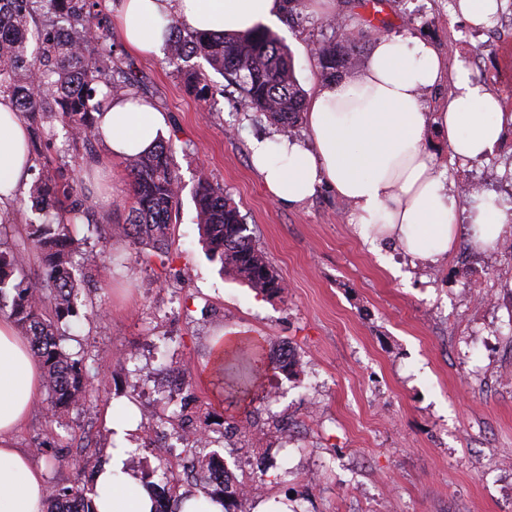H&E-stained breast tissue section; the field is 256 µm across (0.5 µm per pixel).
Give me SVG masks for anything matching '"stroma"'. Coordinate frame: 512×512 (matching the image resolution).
I'll return each instance as SVG.
<instances>
[{"label":"stroma","mask_w":512,"mask_h":512,"mask_svg":"<svg viewBox=\"0 0 512 512\" xmlns=\"http://www.w3.org/2000/svg\"><path fill=\"white\" fill-rule=\"evenodd\" d=\"M380 18L393 35L429 41L449 69H467L501 97L512 113V0H500L497 20L470 25L454 0H380ZM301 18L272 25L290 48L296 77L311 90L320 70L313 59L326 30L324 15L300 5ZM119 53L134 64L138 95L167 116V138L182 178V204L170 227L169 256L121 233L133 204L124 161L98 180L107 205H89L100 236L78 225L84 250L101 261L119 254L123 267L107 278L86 271L79 320L64 351L87 355L97 393L82 411L50 420L35 403L14 447L67 454L87 437L94 462L112 446L110 404L138 401L154 410L157 379L182 374L197 402L186 419L208 427L212 449L234 465L239 425L263 431L256 455L267 464L261 489L245 502L287 500L296 512H512V257L482 251L461 225L448 255L432 263L390 248L370 251L352 222V208L320 187L288 207L265 191L251 166L247 140L274 138L278 129L242 105L236 92L199 99L165 55ZM425 146L436 153L442 178L460 209L492 196L512 199V125L485 157H453L436 126ZM224 188L287 290L271 299L221 275L206 255L195 224L199 174ZM481 280L479 298L469 287ZM289 342L301 355L294 377L265 374L277 392L274 407L252 413L232 404L222 374L211 368L218 331ZM168 337L167 346L157 344ZM316 470L314 482L304 474Z\"/></svg>","instance_id":"obj_1"}]
</instances>
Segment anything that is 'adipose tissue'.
<instances>
[{
	"label": "adipose tissue",
	"instance_id": "obj_1",
	"mask_svg": "<svg viewBox=\"0 0 512 512\" xmlns=\"http://www.w3.org/2000/svg\"><path fill=\"white\" fill-rule=\"evenodd\" d=\"M283 0H120L116 24L124 43L152 56L164 44L162 28L177 19L216 34H245L278 22ZM451 80L453 89L436 110L422 99ZM507 114L482 82L448 65L432 45L381 35L364 66L339 82L317 81L308 103L304 138L251 139L253 166L269 196L296 206L321 185L351 203L355 221L382 250L397 243L405 253L438 260L450 249L458 224L456 198L446 189L424 133L437 123L453 157L473 160L490 153ZM106 160L152 151L167 133L163 112L135 95L102 100L96 114ZM29 129L9 96L0 95V209L26 191L33 158ZM474 247L488 249L512 233V212L485 198L468 215ZM44 368L15 324L0 317V512H46L45 467L10 440L39 396ZM117 442L96 476V512H153L152 495L127 467L138 418L110 410Z\"/></svg>",
	"mask_w": 512,
	"mask_h": 512
}]
</instances>
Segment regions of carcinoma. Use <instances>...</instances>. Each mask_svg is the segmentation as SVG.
Returning a JSON list of instances; mask_svg holds the SVG:
<instances>
[{"label": "carcinoma", "instance_id": "1", "mask_svg": "<svg viewBox=\"0 0 512 512\" xmlns=\"http://www.w3.org/2000/svg\"><path fill=\"white\" fill-rule=\"evenodd\" d=\"M341 21L340 27L334 19L326 22L330 35L314 49L322 77L330 80L354 68L361 46L377 35L375 30L352 28L345 16ZM164 38L169 61L201 58L227 80V86L215 90L203 73H188V87L197 97L224 95L232 87L281 134L295 135L306 96L295 78L291 54L276 34L258 27L244 35H210L172 21L165 25ZM116 51L111 16L102 0H0V92L10 96L30 129V152L39 162L30 193L44 212L42 219L25 220L23 230L52 270L46 281L32 282L18 274L17 253L0 241V300L11 297L8 318L43 364L49 389L46 410L54 418L79 412L95 393L84 359L65 352L60 337L79 316L76 300L83 279L76 272L98 265V256L82 250L71 232L87 218L82 190L65 169L54 166L45 149L58 123L67 129L75 150L93 154L94 113L99 111L93 100L100 93L127 95L138 84L133 63H124ZM125 164L132 178L133 206L122 234L166 255L182 190L172 144L162 140L155 150L128 157ZM195 206L207 255L220 262L221 271L259 294L282 296L286 285L248 233L238 205L203 174L198 176ZM256 349L243 351L220 367L232 372L239 401L263 403L268 398L267 392H258L253 366L264 344L256 342ZM180 408L169 399L162 410L151 413L149 425L172 427L184 455L199 460L197 482L203 493L222 500L224 512H239L240 494L210 478V472L224 468V460L214 452L200 457V449L173 427ZM90 493L78 480L53 485L48 488V512H95Z\"/></svg>", "mask_w": 512, "mask_h": 512}]
</instances>
